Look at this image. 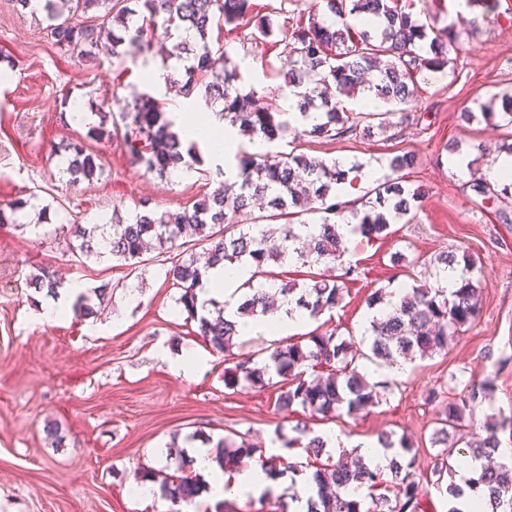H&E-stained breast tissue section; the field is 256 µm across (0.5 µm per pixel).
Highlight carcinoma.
Listing matches in <instances>:
<instances>
[{
  "label": "carcinoma",
  "mask_w": 512,
  "mask_h": 512,
  "mask_svg": "<svg viewBox=\"0 0 512 512\" xmlns=\"http://www.w3.org/2000/svg\"><path fill=\"white\" fill-rule=\"evenodd\" d=\"M288 0H280L277 13L283 24L259 20L256 28L264 40L280 34L277 43L290 58L286 85L291 108L301 121L285 118L283 112H268L256 105V92L240 84L242 74L224 50L214 52L208 44L213 26L238 28L252 14V0H45L43 11L54 44L83 59L102 48V26L94 23L101 17L112 23V43L108 51L117 58L125 42H141L144 33L162 24L167 36L177 41L165 56L163 78L181 85L184 94H202L222 104L220 115L248 142L260 141L267 146L251 152L240 145L235 154L237 173L226 178L210 195L192 205L165 211L144 209L125 219L112 214V233L96 236L99 226L83 224L56 227L81 239L78 250L83 255L109 254L113 259L135 266L142 262L147 245H153L157 257L170 264L166 278L180 290L178 303L187 318L198 323L199 334L219 354L233 362L224 369V386L240 383L265 386L272 376L282 378L275 405L288 411L298 405L313 416L330 419L341 411L355 414L379 403V390L389 387L387 379L370 381L359 371L362 359L378 365L430 358L448 351V342L461 328L479 316V280L483 269L469 253L457 256L453 251L434 258L439 272H451L457 287L450 289L436 281L433 286L415 283L399 295L381 288L366 299L367 308L380 311L369 321V352L353 339L337 335L336 330L312 334L307 344L277 346L267 357L237 354L235 323L224 317L227 304L216 299L206 301L205 312L197 307V289L210 267L222 263L232 266L244 258L252 261L256 274L266 276L272 263L296 259L302 263H332L341 274L337 279H311L303 285L295 280L283 281L273 289L242 284V301L237 313L259 317L270 310L273 295H281L288 304L316 319L338 307L344 289L355 268L345 265V240L338 225L357 221L355 232L371 239L391 234V226L410 222L421 204V192L410 189L397 178L374 181L365 193L350 204L337 201L336 186L359 173L363 164L343 168L341 162L308 158L294 152L272 150V145L288 135L307 136L334 141L353 136H369L393 126L394 107L412 101L417 91V77L443 72L455 64L451 54L463 51L453 29L434 36L430 27L397 9L391 0H314L307 22L290 24ZM379 19L370 29L359 28V16ZM429 52L419 53L424 42ZM193 57L194 63L184 71L174 69L169 60L179 62ZM372 97L377 106L357 112L348 108L342 97ZM173 120L165 105L152 96L123 104L112 113V128L101 124L87 132L94 141L119 140L128 148L133 163L146 172L163 178L178 167L191 168L193 150L182 151V141L172 130ZM73 156L68 170L74 176L90 178L99 164L96 156L86 152L81 143L70 145ZM417 165L414 154L405 152L389 160V169L398 173ZM471 190L482 200L495 201L512 195V178L503 180L501 189L485 175H471ZM262 201L265 214L253 217L256 201ZM305 211L322 214L318 233L303 235L306 223L288 221L281 225L279 236L267 230L265 221L283 216H297ZM197 236L190 241L189 235ZM207 243L202 251L196 246ZM31 287L57 294L60 283L43 271L30 279ZM490 381L473 383L448 401L430 437L437 449L430 471L431 484L445 489L447 495L461 493L454 481L452 459L455 448L464 443L474 459L490 458L500 445L498 429L512 423L511 418L485 419L476 422L474 409L487 395ZM296 437L285 447L306 449L316 463L313 478L317 498L309 500L308 512H417L420 477L413 471L408 454L413 444L402 436L395 440L385 433L378 435L383 447L395 450L388 471L372 469L363 457L354 455L348 462L324 456L325 443L310 436V429L297 424ZM256 462L269 477L282 478L299 472V463L282 457L266 456L265 449L241 438L226 437L217 443L216 463L225 473L238 469L244 459ZM473 490L484 492L491 512H512V462L484 467L470 479ZM161 494L174 504L188 502L200 492L196 478L184 474V466L166 475L159 483ZM366 492L369 507L358 493Z\"/></svg>",
  "instance_id": "carcinoma-1"
}]
</instances>
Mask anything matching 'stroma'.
Listing matches in <instances>:
<instances>
[{"instance_id":"stroma-1","label":"stroma","mask_w":512,"mask_h":512,"mask_svg":"<svg viewBox=\"0 0 512 512\" xmlns=\"http://www.w3.org/2000/svg\"><path fill=\"white\" fill-rule=\"evenodd\" d=\"M399 5L436 30L457 27L465 50L456 71L419 83L416 99L404 107L409 121L395 130L344 141L302 136L277 148L383 168L394 155L412 152L418 163L402 177L423 192V203L392 235L349 240L347 262L356 273L343 302L292 339L305 341L317 328L360 339L368 294L412 277L434 283V257L457 248L482 264V310L446 353L407 364L375 407L322 422L298 407L278 411L277 387L226 388L223 356L198 336L161 264L134 270L108 255L76 258L48 235L73 220L102 225L116 211L134 215L146 201L162 210L189 206L216 188V180L201 175L212 169L211 160L201 170L161 178L133 165L119 143L86 137L105 115L103 100L129 102L146 90L165 100L170 116L206 119L200 95L186 97L163 83L149 89L141 79L146 65L161 64L156 46L164 33L153 35L150 51L126 45L118 58L103 50L77 61L45 40L44 12L0 0V70L10 74L0 82V204L28 202L18 223L0 224V512H159L156 501L134 499L131 486L145 471L173 473L171 449L244 436L267 455L303 462L304 449L285 446L300 422L317 435L335 432L354 442L382 433L407 436L417 446V471L426 473L442 401L487 378L493 386L475 409L477 419L512 416V199L482 201L448 166L454 147L468 157L470 170L487 173L512 144V124L503 114L470 125L459 119L512 88V0ZM255 32L253 21L230 33L214 29L209 45L225 48L238 62L260 106L286 111L288 62L280 46L255 41ZM75 107L86 113L85 122H73ZM81 140L99 169L75 182L63 171L59 149ZM397 252L404 265L392 264ZM43 268L65 286L77 282L89 291L111 284L112 297L93 317L70 308L62 317L37 320L28 279ZM192 349L206 353L205 365L189 376L177 374L174 360ZM432 389L439 401H426ZM278 496L243 501L230 492L217 501L204 490L199 512H279Z\"/></svg>"}]
</instances>
